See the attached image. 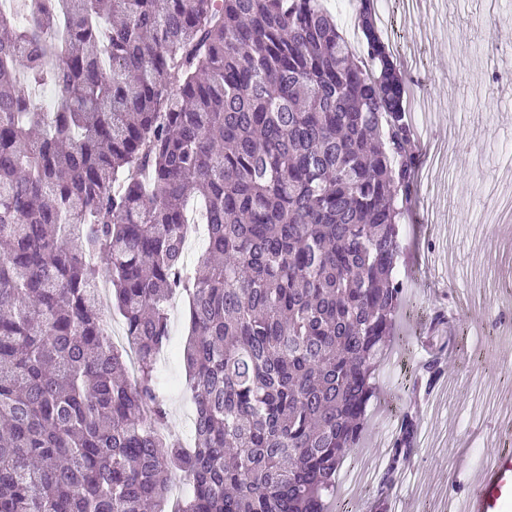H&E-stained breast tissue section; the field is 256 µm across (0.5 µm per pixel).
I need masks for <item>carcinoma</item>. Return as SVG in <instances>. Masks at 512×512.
<instances>
[{
  "label": "carcinoma",
  "mask_w": 512,
  "mask_h": 512,
  "mask_svg": "<svg viewBox=\"0 0 512 512\" xmlns=\"http://www.w3.org/2000/svg\"><path fill=\"white\" fill-rule=\"evenodd\" d=\"M356 21L358 51L321 0L0 12V512H165L178 474L173 512H327L406 299L419 191L373 0ZM192 200L208 240L189 269ZM177 293L189 448L163 432L157 376ZM423 372L430 389L441 361ZM417 428L405 415L390 443L382 504Z\"/></svg>",
  "instance_id": "carcinoma-1"
}]
</instances>
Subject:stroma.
<instances>
[{
	"label": "stroma",
	"instance_id": "35a3bbf8",
	"mask_svg": "<svg viewBox=\"0 0 512 512\" xmlns=\"http://www.w3.org/2000/svg\"><path fill=\"white\" fill-rule=\"evenodd\" d=\"M387 27L384 41L411 87L407 109L427 105L432 113L419 143V198L403 227L410 307L387 345L406 374L379 375L358 452L382 457L393 418L415 414L434 443L417 446L409 463L420 484L405 512H444L448 496L472 490L477 459L512 446L498 391L512 377V339L497 342L488 359L463 335L488 325L491 314L512 312V295L502 289L512 280V238L478 223L483 186L512 195V9L501 0H389ZM448 305L456 311L446 328L453 349L434 387L444 401L435 415L428 397L410 388L426 357L417 338ZM159 375L169 428L184 433L182 411L192 400L182 359L171 358Z\"/></svg>",
	"mask_w": 512,
	"mask_h": 512
}]
</instances>
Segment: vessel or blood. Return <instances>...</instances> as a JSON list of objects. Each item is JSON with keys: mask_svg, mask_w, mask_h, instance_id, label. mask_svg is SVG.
<instances>
[{"mask_svg": "<svg viewBox=\"0 0 512 512\" xmlns=\"http://www.w3.org/2000/svg\"><path fill=\"white\" fill-rule=\"evenodd\" d=\"M512 501V450H498L479 470L472 491L461 500V512H505Z\"/></svg>", "mask_w": 512, "mask_h": 512, "instance_id": "obj_1", "label": "vessel or blood"}]
</instances>
